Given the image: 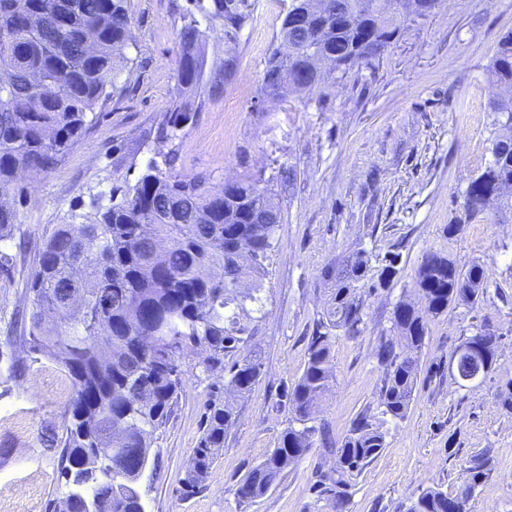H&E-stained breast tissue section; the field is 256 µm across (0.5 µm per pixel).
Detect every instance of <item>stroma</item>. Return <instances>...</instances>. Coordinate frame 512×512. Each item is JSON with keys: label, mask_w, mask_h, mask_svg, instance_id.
Segmentation results:
<instances>
[{"label": "stroma", "mask_w": 512, "mask_h": 512, "mask_svg": "<svg viewBox=\"0 0 512 512\" xmlns=\"http://www.w3.org/2000/svg\"><path fill=\"white\" fill-rule=\"evenodd\" d=\"M135 49L116 88L99 101L86 133L52 170L26 175L11 203L28 249L12 253L9 283L0 285V512H47L66 492L51 435L63 432L74 393L69 374L15 343L7 324L29 311L24 284L46 232L79 224L112 202V190L135 184L148 163L177 150L181 173L209 176L213 186L251 173L269 180L282 213L248 326L263 370L238 407L222 454L198 493L182 483L202 435L210 398L223 395L218 373L188 354L178 403L154 436L157 474L144 488L147 512H330L311 491L332 455L313 449L275 489L252 502L236 489L248 469L276 448L288 425L284 394L300 376L317 320L330 301L326 267L362 248L374 270L398 251L397 273L366 294L358 337L337 333L336 376L321 418L342 437L365 407L376 404L383 368L376 350L390 335L399 301L421 304L415 276L424 254L444 252L460 266L480 265L487 290L473 305L449 306L428 321L418 354L420 376L404 420L387 426V446L355 481L348 512H399L419 488H455L472 452L490 449L494 471L470 512H512V413L502 406L512 385V211L488 207L465 220L464 192L491 159L496 135L488 67L499 39L512 32V0H438L424 17L402 16L400 32L373 66L323 91L288 99L261 96L268 55L288 0H241L239 30L226 79L220 29L201 24L207 63L204 85H216L199 120L172 142L157 138L177 96L178 33L196 0H129ZM293 169V182L280 170ZM460 223L455 236L446 228ZM490 326L497 360L485 376L454 383L448 364L461 339Z\"/></svg>", "instance_id": "stroma-1"}]
</instances>
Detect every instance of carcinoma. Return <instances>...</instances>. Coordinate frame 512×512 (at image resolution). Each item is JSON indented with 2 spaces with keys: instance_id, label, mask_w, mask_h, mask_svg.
<instances>
[{
  "instance_id": "obj_1",
  "label": "carcinoma",
  "mask_w": 512,
  "mask_h": 512,
  "mask_svg": "<svg viewBox=\"0 0 512 512\" xmlns=\"http://www.w3.org/2000/svg\"><path fill=\"white\" fill-rule=\"evenodd\" d=\"M434 0H290L288 36L293 54L274 51L266 71H283L288 81L320 87L310 48L332 62L345 77L378 59L399 31L396 7L423 17ZM204 20L220 23L232 42L246 19L235 0L200 5ZM200 22L192 18L179 34L176 61L178 98L158 128L173 141L193 125L208 94L203 85L206 62ZM95 31L97 49L88 55L86 33ZM127 0H0V68L14 71L0 86V244L13 240L18 221L10 197L23 192L19 170L48 171L89 125L88 114L106 89L115 87L125 50L133 45ZM488 80L512 88V33L499 42ZM491 111L503 118L491 161L469 182L465 218L483 214L504 188L512 186V96L498 92ZM178 153L165 156L166 171L153 162L137 183L112 190V205L98 209L82 224H57L38 250L26 284L28 321H14L15 340L28 352L42 354L67 370L74 394L65 410V427L56 438L61 475L72 485L49 503V512H146L140 485L142 468L154 472L158 452L154 434L169 420L182 388L184 355L204 344L212 356L210 371L224 373V389L233 399L215 398L206 406L205 427L184 479L183 496L195 493L224 449L226 431L235 423L236 402L247 398L263 367L248 348L251 318L245 301L256 300L247 287L264 275L263 261L275 232L255 224L260 208L282 220L268 181L245 174L227 189L207 185L203 175L177 171ZM258 256L251 265L238 252ZM371 257L359 250L329 267L332 301L318 320L305 368L291 391L288 427L277 448L241 478L242 502L264 497L288 469L319 446L336 457L335 466L317 475L312 491L346 512L356 479L386 448L385 425L408 413L419 377L417 353L428 331L426 316L453 303H475L486 294L487 276L477 264L468 269L445 255H424L416 274L422 296L433 307L393 314V335L381 338L377 358L383 378L376 410L360 412L342 439L331 442L326 424H315L321 403L334 381L330 367L334 332L354 338L361 333L363 300L359 283L370 271ZM59 312L63 323L50 335L38 331L44 313ZM478 350L458 345L451 359L457 376L483 374L496 362L498 337L478 333ZM122 474L115 482L106 471ZM494 469L490 449L473 452L461 485L451 491L435 485L419 490L404 512H454L469 503Z\"/></svg>"
}]
</instances>
